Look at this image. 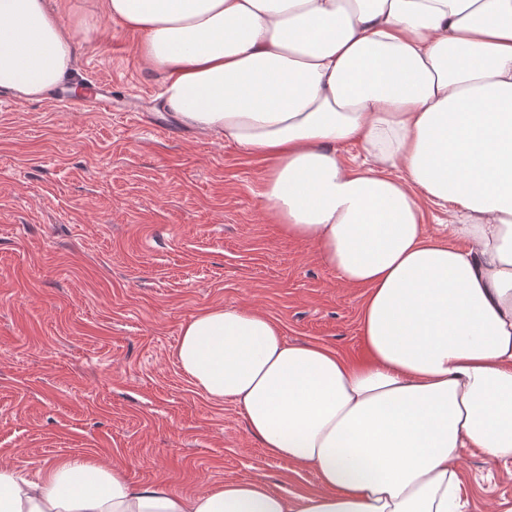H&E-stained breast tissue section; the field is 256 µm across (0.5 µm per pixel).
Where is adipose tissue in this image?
<instances>
[{
  "label": "adipose tissue",
  "instance_id": "obj_1",
  "mask_svg": "<svg viewBox=\"0 0 512 512\" xmlns=\"http://www.w3.org/2000/svg\"><path fill=\"white\" fill-rule=\"evenodd\" d=\"M100 9L141 34L163 109L262 162L282 234L364 289L368 358L288 343L257 310H199L180 329L182 373L319 490L177 492L77 454L0 466V512H459L460 449L512 460V0ZM75 40L50 0H0V91L24 102L63 86ZM348 144L370 165H346ZM422 195L450 205L449 232L427 233Z\"/></svg>",
  "mask_w": 512,
  "mask_h": 512
}]
</instances>
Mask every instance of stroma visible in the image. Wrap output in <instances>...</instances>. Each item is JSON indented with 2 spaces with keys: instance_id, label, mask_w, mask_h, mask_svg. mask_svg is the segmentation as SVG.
<instances>
[{
  "instance_id": "obj_1",
  "label": "stroma",
  "mask_w": 512,
  "mask_h": 512,
  "mask_svg": "<svg viewBox=\"0 0 512 512\" xmlns=\"http://www.w3.org/2000/svg\"><path fill=\"white\" fill-rule=\"evenodd\" d=\"M99 2L56 0L77 30L72 90L112 80L113 110L46 96L0 111V465L87 454L180 492L252 478L316 491L182 375L179 328L209 305L253 308L287 342L359 362L365 293L281 233L261 163L163 111L139 35ZM457 468L465 512H512V462L464 448Z\"/></svg>"
}]
</instances>
